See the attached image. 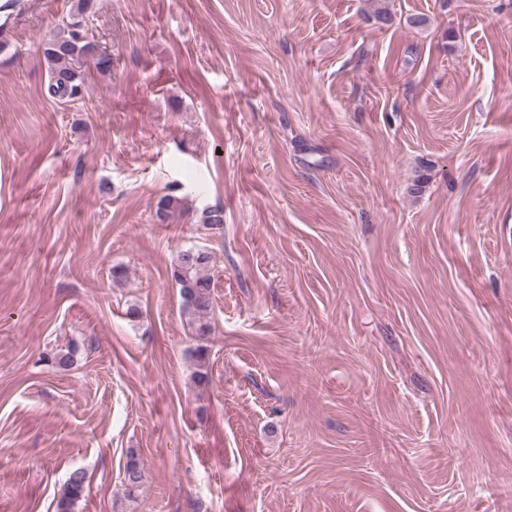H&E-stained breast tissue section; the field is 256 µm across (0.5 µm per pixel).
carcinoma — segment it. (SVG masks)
I'll list each match as a JSON object with an SVG mask.
<instances>
[{
  "mask_svg": "<svg viewBox=\"0 0 512 512\" xmlns=\"http://www.w3.org/2000/svg\"><path fill=\"white\" fill-rule=\"evenodd\" d=\"M25 0H3L0 3V30L6 29L10 20L23 13ZM92 9V0H74L70 10L59 20L52 33L43 43V56L48 64L49 94L60 99H72L81 91L84 81L82 67H94L98 71H107L112 58L100 55L94 41L90 40L87 19ZM180 208V199L173 196L162 198L157 207L156 218L160 223L169 222L175 211ZM201 223L211 230L224 233V212L220 208L206 209L202 212ZM209 257L206 253L192 247L178 252L172 267V277L180 287L182 306L188 316L195 336L201 341L211 335L212 325L209 315L213 306V283L207 273ZM196 370L195 383L199 386L209 384V352L200 344L192 350ZM87 476L81 469L69 474L64 490L57 500L56 512H74L75 505L83 497ZM143 482V468L136 451L127 455L123 471V484L126 495L135 497Z\"/></svg>",
  "mask_w": 512,
  "mask_h": 512,
  "instance_id": "obj_1",
  "label": "carcinoma"
}]
</instances>
